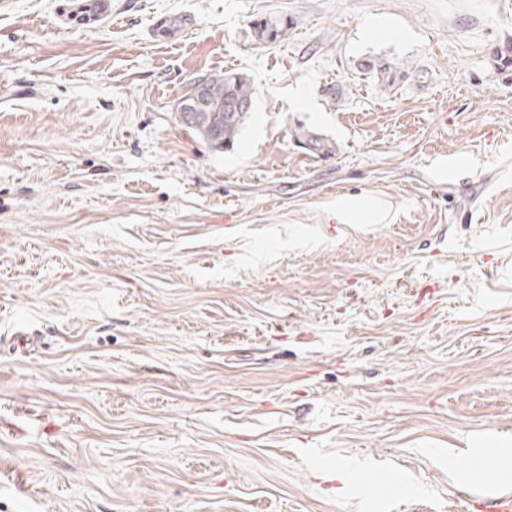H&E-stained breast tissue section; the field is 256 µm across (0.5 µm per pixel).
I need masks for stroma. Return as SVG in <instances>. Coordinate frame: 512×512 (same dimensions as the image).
Returning a JSON list of instances; mask_svg holds the SVG:
<instances>
[{
  "mask_svg": "<svg viewBox=\"0 0 512 512\" xmlns=\"http://www.w3.org/2000/svg\"><path fill=\"white\" fill-rule=\"evenodd\" d=\"M510 42L512 0H6L0 512L512 493ZM225 70L255 98L216 153L176 104ZM297 25V22L291 18L276 16H261L251 22V36L254 41L264 44H274L283 40L288 30ZM293 137L298 143L306 146L305 148L315 155H328L335 151L332 142L310 131L303 125H297L295 127Z\"/></svg>",
  "mask_w": 512,
  "mask_h": 512,
  "instance_id": "obj_1",
  "label": "stroma"
}]
</instances>
